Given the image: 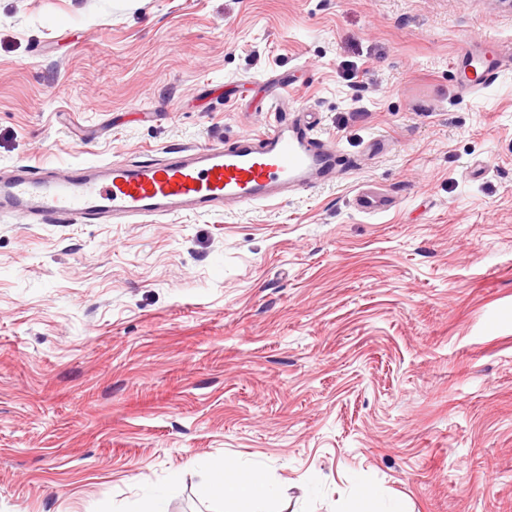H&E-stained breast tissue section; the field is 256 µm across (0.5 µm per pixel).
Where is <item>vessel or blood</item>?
Here are the masks:
<instances>
[{"mask_svg": "<svg viewBox=\"0 0 512 512\" xmlns=\"http://www.w3.org/2000/svg\"><path fill=\"white\" fill-rule=\"evenodd\" d=\"M336 159L317 138L311 112L301 110L264 133L171 149L160 159L77 164L60 175L14 166L0 177V215L36 224H146L227 204H269L335 174Z\"/></svg>", "mask_w": 512, "mask_h": 512, "instance_id": "obj_1", "label": "vessel or blood"}]
</instances>
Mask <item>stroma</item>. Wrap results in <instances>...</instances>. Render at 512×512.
<instances>
[{
  "instance_id": "obj_1",
  "label": "stroma",
  "mask_w": 512,
  "mask_h": 512,
  "mask_svg": "<svg viewBox=\"0 0 512 512\" xmlns=\"http://www.w3.org/2000/svg\"><path fill=\"white\" fill-rule=\"evenodd\" d=\"M507 42L512 0H0V172L262 133L281 77L344 168L152 224L0 219V512H234L225 457L265 512H512V71L453 68ZM211 472L209 490L213 495L234 499L238 503L239 512H263L259 505L269 494V490L252 473L243 469L236 461L224 458L213 465ZM228 473H235L241 477L229 481Z\"/></svg>"
}]
</instances>
